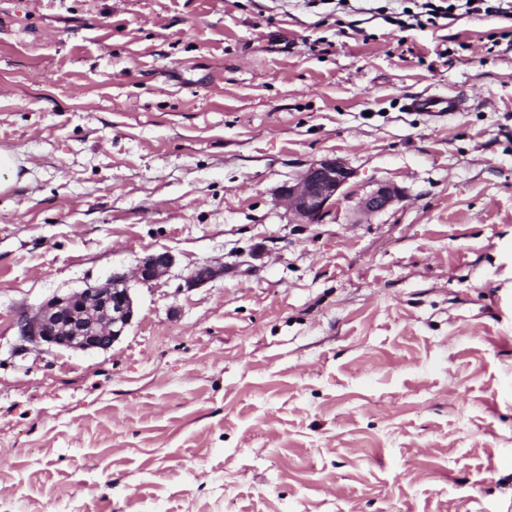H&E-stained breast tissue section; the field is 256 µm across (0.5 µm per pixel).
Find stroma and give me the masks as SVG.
I'll return each instance as SVG.
<instances>
[{
  "label": "stroma",
  "mask_w": 512,
  "mask_h": 512,
  "mask_svg": "<svg viewBox=\"0 0 512 512\" xmlns=\"http://www.w3.org/2000/svg\"><path fill=\"white\" fill-rule=\"evenodd\" d=\"M387 3L0 0V512H512V19ZM163 249L112 349H20ZM406 109L421 112L433 120H443L462 110V100L456 95H416L408 98ZM352 171L340 158H325L310 165L293 181L277 188L279 201L299 219V224H315L336 202ZM402 198V191L389 184L379 185L359 201L358 208L366 216L386 211ZM173 262V256L168 250L152 253L145 257L137 267L135 279L142 283L153 281L169 271Z\"/></svg>",
  "instance_id": "stroma-1"
}]
</instances>
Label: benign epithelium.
<instances>
[{
    "mask_svg": "<svg viewBox=\"0 0 512 512\" xmlns=\"http://www.w3.org/2000/svg\"><path fill=\"white\" fill-rule=\"evenodd\" d=\"M351 177L352 171L342 159L325 158L278 187L276 196L299 223L315 224L336 202ZM401 198L398 187L382 184L361 198L358 208L362 214L373 216ZM173 262L167 250L152 253L137 267L135 279L142 283L153 281L169 271ZM128 282L126 274L114 272L102 283L53 296L34 315L18 321L21 347L81 352L111 349L134 319V298Z\"/></svg>",
    "mask_w": 512,
    "mask_h": 512,
    "instance_id": "benign-epithelium-1",
    "label": "benign epithelium"
}]
</instances>
